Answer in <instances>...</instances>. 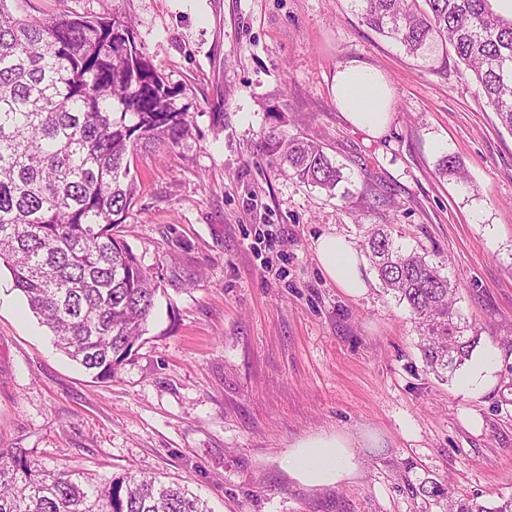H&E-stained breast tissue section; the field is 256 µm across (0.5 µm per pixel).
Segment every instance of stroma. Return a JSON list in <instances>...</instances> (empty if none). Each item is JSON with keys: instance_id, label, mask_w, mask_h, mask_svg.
<instances>
[{"instance_id": "1", "label": "stroma", "mask_w": 512, "mask_h": 512, "mask_svg": "<svg viewBox=\"0 0 512 512\" xmlns=\"http://www.w3.org/2000/svg\"><path fill=\"white\" fill-rule=\"evenodd\" d=\"M25 11L132 21L193 117L179 144L138 153L125 239L161 289L147 332L106 383L54 346L0 272V448L51 466L180 483L211 512H440L425 482L491 506L512 495V133L453 48L430 59L367 27L350 0H24ZM392 89L374 136L332 94L339 67ZM222 104V116L212 113ZM320 142L335 194L280 174L261 133ZM461 158L469 183L439 177ZM389 225L459 289L497 349L480 397L425 369L405 306L370 280L346 294L323 272L322 234L358 244ZM356 441L359 475L311 489L284 467L321 431Z\"/></svg>"}]
</instances>
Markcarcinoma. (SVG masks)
Here are the masks:
<instances>
[{
    "mask_svg": "<svg viewBox=\"0 0 512 512\" xmlns=\"http://www.w3.org/2000/svg\"><path fill=\"white\" fill-rule=\"evenodd\" d=\"M0 0V264L54 345L101 383L112 380L145 334L159 273L124 240L133 209L131 157L179 143L192 120L181 88L138 43L132 24L105 14H19ZM369 28L416 56L448 43L512 132V19L490 0H351ZM261 156L329 193L345 179L323 147L260 136ZM439 174L468 184L452 154ZM382 288L406 306L427 370L451 379L481 337L455 307L457 288L428 255L375 226L361 243ZM428 499L456 512H512L450 500L435 482ZM0 512H211L181 487L130 473L97 485L50 468L19 448H0Z\"/></svg>",
    "mask_w": 512,
    "mask_h": 512,
    "instance_id": "obj_1",
    "label": "carcinoma"
}]
</instances>
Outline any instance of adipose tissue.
Here are the masks:
<instances>
[{
    "label": "adipose tissue",
    "mask_w": 512,
    "mask_h": 512,
    "mask_svg": "<svg viewBox=\"0 0 512 512\" xmlns=\"http://www.w3.org/2000/svg\"><path fill=\"white\" fill-rule=\"evenodd\" d=\"M332 92L351 125L375 136L386 130L392 92L375 67L362 63L340 67ZM314 249L322 270L339 288L354 297L366 293L363 258L344 237L323 234L315 240ZM359 467L351 436L338 431L303 438L287 457L289 476L314 488L348 481L357 475Z\"/></svg>",
    "instance_id": "1"
}]
</instances>
